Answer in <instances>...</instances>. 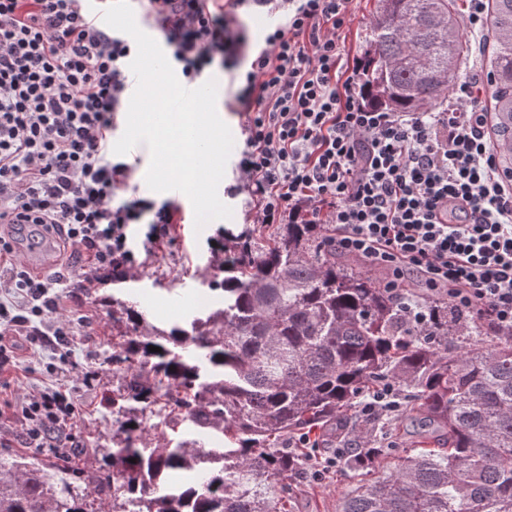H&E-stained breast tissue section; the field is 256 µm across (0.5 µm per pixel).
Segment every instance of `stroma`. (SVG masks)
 I'll list each match as a JSON object with an SVG mask.
<instances>
[{
	"mask_svg": "<svg viewBox=\"0 0 512 512\" xmlns=\"http://www.w3.org/2000/svg\"><path fill=\"white\" fill-rule=\"evenodd\" d=\"M375 7L376 0H355L353 4V14L345 30L352 56L364 57L370 48ZM210 75L218 82V114L232 132L235 150H242L245 118L236 108L237 83L232 72L217 65L211 68ZM235 182V166L227 164L218 195L232 208L233 215L211 221L198 231L194 228L192 205L185 195L155 192L146 183L130 179L129 194L158 203L174 201L184 215L183 223L174 225L163 238L159 253L139 265L140 279L123 285L122 298L134 305L148 323L186 326L209 304L207 282L218 271L211 242L227 233L239 234L248 226L246 195L233 196L228 192ZM61 269L67 271L70 280L81 284L76 293L64 291L58 298L62 317L78 323L80 329L71 337L68 350L51 344L40 346L31 372L11 374L8 390L20 399L54 381H62L76 406L66 428L74 446L103 447L112 436V414L106 398L121 381L120 373L112 366V307L101 300L103 291L113 288L112 272L94 270L85 256L74 251L68 253ZM370 424L373 434L382 435L381 445L388 448L392 459L403 450L416 447L423 430L422 424L404 410L392 418H373ZM351 441L348 433L321 441L316 450L319 474L308 477L297 489L292 512H337L340 500L362 478L361 473L347 471L344 458L338 455L339 449Z\"/></svg>",
	"mask_w": 512,
	"mask_h": 512,
	"instance_id": "stroma-1",
	"label": "stroma"
}]
</instances>
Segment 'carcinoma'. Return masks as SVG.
I'll return each instance as SVG.
<instances>
[{"label": "carcinoma", "instance_id": "carcinoma-1", "mask_svg": "<svg viewBox=\"0 0 512 512\" xmlns=\"http://www.w3.org/2000/svg\"><path fill=\"white\" fill-rule=\"evenodd\" d=\"M456 0H377L365 66L368 102L392 112L439 108L471 44ZM491 143L512 180V0H489ZM323 224H275L224 245V291L190 328L149 325L116 295L112 364L124 371L106 404L117 428L94 472L68 449L48 463L0 457V512H292L309 454L291 446L366 393L412 389L426 445L397 457L342 500L339 512H512V332L458 351L484 323L441 296L403 301L336 253ZM159 347L152 352L149 347ZM188 422L237 444L199 448L166 430ZM381 448H356L353 471ZM135 462H130V459Z\"/></svg>", "mask_w": 512, "mask_h": 512}]
</instances>
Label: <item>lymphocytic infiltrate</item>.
Wrapping results in <instances>:
<instances>
[{"label":"lymphocytic infiltrate","instance_id":"obj_1","mask_svg":"<svg viewBox=\"0 0 512 512\" xmlns=\"http://www.w3.org/2000/svg\"><path fill=\"white\" fill-rule=\"evenodd\" d=\"M353 0H145L188 83L225 53L250 54L239 94L244 147L230 194L252 224H324L338 252L384 269L397 291L419 277L495 329L512 330V189L496 170L479 78L440 112H386L366 102L362 66L342 33ZM105 0H0V373L24 344L68 347L55 284L17 259L31 225L115 270L154 253L179 207L130 198L129 165L112 153L127 107L134 39L104 25ZM278 19L260 45L239 11ZM75 405L52 386L14 411L29 445L66 447Z\"/></svg>","mask_w":512,"mask_h":512}]
</instances>
